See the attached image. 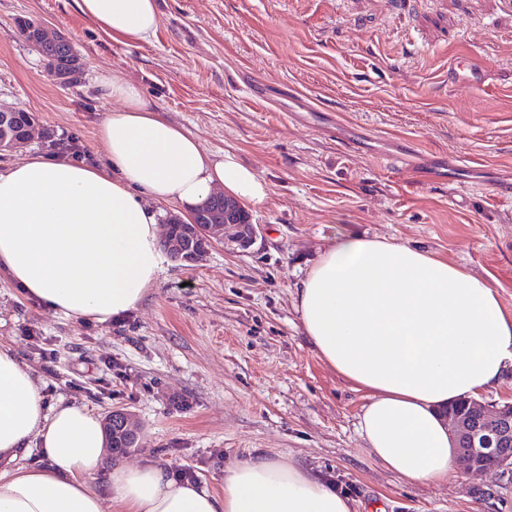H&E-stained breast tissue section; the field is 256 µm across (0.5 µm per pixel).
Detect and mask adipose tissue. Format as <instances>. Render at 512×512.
I'll list each match as a JSON object with an SVG mask.
<instances>
[{
  "label": "adipose tissue",
  "mask_w": 512,
  "mask_h": 512,
  "mask_svg": "<svg viewBox=\"0 0 512 512\" xmlns=\"http://www.w3.org/2000/svg\"><path fill=\"white\" fill-rule=\"evenodd\" d=\"M102 32L150 38L157 0H76ZM99 127L105 165L26 156L0 172V278L66 318L136 311L164 262L163 206L192 214L215 189L262 205L266 182L232 152H207L162 118L121 73ZM315 354L367 392L357 430L369 454L410 482L447 483L455 450L448 403L512 370V311L496 288L448 258L384 238L332 239L295 288ZM38 451L42 463L21 465ZM105 471V482L94 479ZM351 512L323 478L255 457L229 467L224 490L112 458L100 417L48 404L35 372L0 346V512Z\"/></svg>",
  "instance_id": "obj_1"
}]
</instances>
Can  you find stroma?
<instances>
[{"mask_svg":"<svg viewBox=\"0 0 512 512\" xmlns=\"http://www.w3.org/2000/svg\"><path fill=\"white\" fill-rule=\"evenodd\" d=\"M147 41L111 37L74 0H0V108L38 115L53 142L0 152V172L29 154L102 163L98 129L113 108L100 78L119 71L163 116L211 152H234L267 182L246 249L213 245L166 260L133 314L65 318L0 282V346L38 375L48 402L134 412L151 461L224 489L230 465L257 455L321 475L352 512H512V484L491 472L409 482L371 457L356 430L365 390L321 360L293 292L339 235L387 238L448 257L512 308V15L500 0H158ZM65 36L81 69L66 86L21 35V22ZM467 52L487 88L449 86ZM317 99L297 111L289 88ZM364 128L346 153L338 123ZM411 140L424 161L389 154ZM455 153L469 180L449 191L435 160Z\"/></svg>","mask_w":512,"mask_h":512,"instance_id":"1","label":"stroma"}]
</instances>
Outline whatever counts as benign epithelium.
I'll return each instance as SVG.
<instances>
[{"instance_id":"benign-epithelium-1","label":"benign epithelium","mask_w":512,"mask_h":512,"mask_svg":"<svg viewBox=\"0 0 512 512\" xmlns=\"http://www.w3.org/2000/svg\"><path fill=\"white\" fill-rule=\"evenodd\" d=\"M37 134L46 137L38 118L30 115L22 122L18 111L0 110V152L10 151L32 140ZM183 224L186 225L185 238L179 240L172 235L174 222L166 223L164 246L170 257L188 262L196 261L216 242L225 244L230 239L240 247L248 248L258 235L256 224H199L193 214ZM467 406L479 415V419L475 420L465 412L451 408L445 418L448 435L458 446L455 459L457 469L464 475L472 476L495 471L512 481V450L507 448L506 435L498 430L503 417L512 418V401H493L478 406L470 401ZM104 426L110 433L120 432L132 439L138 435L132 413L124 408L109 412Z\"/></svg>"}]
</instances>
